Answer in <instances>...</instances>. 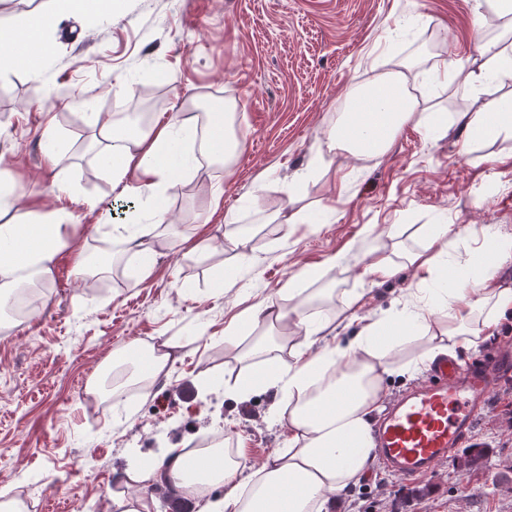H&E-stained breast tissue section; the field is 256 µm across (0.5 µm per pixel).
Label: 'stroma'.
<instances>
[{
    "mask_svg": "<svg viewBox=\"0 0 512 512\" xmlns=\"http://www.w3.org/2000/svg\"><path fill=\"white\" fill-rule=\"evenodd\" d=\"M101 9L53 28L57 48L35 68L12 61L0 41V180L18 208H62L76 226L51 262L50 302L0 333V486H15L29 512H104L133 459L199 447L216 429L240 439L253 466L287 447V428L269 418L273 392L225 394L224 379L242 370L226 356L255 331L224 330L246 308L280 304L301 269L315 273L307 290L363 291L347 339L414 283L409 268L374 280L365 267L378 256L400 262L402 246H421L430 225H456L461 255L488 224L512 245L510 135L473 139L462 156L455 134L410 124L379 158L319 151L374 68L452 66L475 35L497 39L500 26L473 27L480 0H103ZM426 95L448 117L512 103V84L493 78L452 94L435 83ZM228 103L242 143L235 161L178 171L158 198L137 192L133 171L119 191L91 155L103 123L134 127L132 105L169 115ZM49 123L62 150L55 168L44 156ZM125 205L165 209L172 245L158 249L149 276L126 263L82 278L79 256L97 264ZM297 209L304 222L293 231L266 226ZM232 218L253 232L226 237ZM204 239L213 244L205 254ZM168 338L188 346L149 395L96 406L79 396L110 355ZM471 444L488 451L480 471L452 457L407 481L376 465L339 494V512H512V426L500 407L483 414Z\"/></svg>",
    "mask_w": 512,
    "mask_h": 512,
    "instance_id": "35a3bbf8",
    "label": "stroma"
}]
</instances>
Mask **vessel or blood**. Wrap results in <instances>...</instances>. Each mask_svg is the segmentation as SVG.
<instances>
[{
	"label": "vessel or blood",
	"instance_id": "1",
	"mask_svg": "<svg viewBox=\"0 0 512 512\" xmlns=\"http://www.w3.org/2000/svg\"><path fill=\"white\" fill-rule=\"evenodd\" d=\"M512 377V356L461 366L443 360L425 384L395 399L380 420L376 446L388 472L418 477L473 437L495 382Z\"/></svg>",
	"mask_w": 512,
	"mask_h": 512
}]
</instances>
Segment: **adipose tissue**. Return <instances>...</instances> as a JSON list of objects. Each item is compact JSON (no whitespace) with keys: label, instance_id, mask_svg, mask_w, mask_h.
I'll return each mask as SVG.
<instances>
[{"label":"adipose tissue","instance_id":"1","mask_svg":"<svg viewBox=\"0 0 512 512\" xmlns=\"http://www.w3.org/2000/svg\"><path fill=\"white\" fill-rule=\"evenodd\" d=\"M484 3L503 19L508 35L478 40V61L452 70L438 66L435 76L445 84L461 80L476 88L492 77L512 80V0ZM418 79L409 62L377 73L370 89L356 98L373 101L379 122L359 112L339 113L325 135L327 151L383 156L404 125L428 118L411 92ZM197 121V115L179 112L132 135L102 125L96 159L116 183L137 170L142 192L156 196L176 169L183 134ZM451 126L458 129L460 151L466 154L473 137L512 133V113L460 112L439 129ZM15 204L11 189L0 183V213L13 214L0 224V302L19 288L49 281L50 263L68 233L63 212L49 220L34 207L15 212ZM164 220L159 209L148 223L113 226L112 243L120 257L139 259L142 272H149ZM498 239L493 227H484L458 265L453 225H433L426 244L405 255L404 265L423 273L415 288L390 313L368 321L344 341L339 338L343 310L325 307L334 289L318 299L305 294L303 285L310 277L305 270L283 290V305L260 304L238 314L230 331L259 326L263 332L238 354L246 370L225 390L243 399L274 390L276 419L288 428L287 448L257 467L247 465L238 449L219 442L199 449H161L155 463L116 477L109 496L112 512H151L146 496L129 495L127 489L162 479L194 499L199 512H330L335 494L355 485L374 463L373 430L384 407L385 378L412 374L423 362L479 345L512 310V287L497 278L507 259ZM219 486L224 489L220 498L212 494Z\"/></svg>","mask_w":512,"mask_h":512}]
</instances>
